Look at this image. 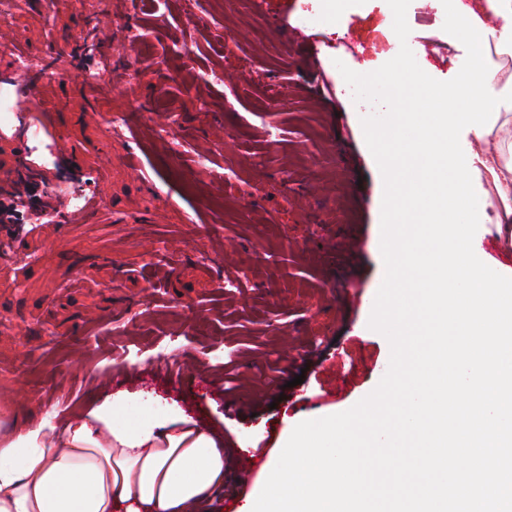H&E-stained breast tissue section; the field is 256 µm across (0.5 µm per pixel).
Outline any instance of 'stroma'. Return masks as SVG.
Wrapping results in <instances>:
<instances>
[{
    "instance_id": "obj_1",
    "label": "stroma",
    "mask_w": 512,
    "mask_h": 512,
    "mask_svg": "<svg viewBox=\"0 0 512 512\" xmlns=\"http://www.w3.org/2000/svg\"><path fill=\"white\" fill-rule=\"evenodd\" d=\"M100 2L124 25L107 54L77 59L109 81L65 77L56 90L65 121L110 162L116 218L77 225L62 242L43 237V265L23 285L0 275V416L120 390L138 393L137 405L181 409L224 440L234 492H216L204 512H243L255 484L240 479L239 456L351 408L389 366L387 339L368 326L385 273L383 180L362 105L337 83L334 61L369 73L392 59V10L386 0H336L315 14L308 0H226L198 21L185 0ZM444 20L437 9L408 37L419 66L441 81L466 58ZM93 24L63 0H23L6 27L41 52ZM340 36L353 55L336 50ZM162 99L181 115L163 140L152 121ZM129 107L128 136L113 134L110 115ZM131 148L143 177L123 171ZM349 234L358 251L345 249ZM174 241L164 276L148 249ZM113 321L123 334H112ZM160 336L177 337L180 369L153 361ZM340 344L355 368L339 389L326 390L314 369L283 388L276 408H249L274 367ZM121 354L134 367L98 382Z\"/></svg>"
}]
</instances>
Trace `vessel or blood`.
Returning a JSON list of instances; mask_svg holds the SVG:
<instances>
[{"label":"vessel or blood","mask_w":512,"mask_h":512,"mask_svg":"<svg viewBox=\"0 0 512 512\" xmlns=\"http://www.w3.org/2000/svg\"><path fill=\"white\" fill-rule=\"evenodd\" d=\"M119 28L111 14H99L94 43L106 51ZM0 45L14 57L11 67L0 70V84L20 88L8 127H0V141L12 148L11 165L0 171L8 189L0 194V265H10L28 250V238L43 226L56 240H63L75 224L96 223L110 208L104 188L111 173L101 160L86 163L62 120V106L50 91L48 63L66 68L69 47L35 53L0 31Z\"/></svg>","instance_id":"1"}]
</instances>
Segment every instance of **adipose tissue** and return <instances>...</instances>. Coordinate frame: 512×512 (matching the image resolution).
I'll use <instances>...</instances> for the list:
<instances>
[{"label":"adipose tissue","mask_w":512,"mask_h":512,"mask_svg":"<svg viewBox=\"0 0 512 512\" xmlns=\"http://www.w3.org/2000/svg\"><path fill=\"white\" fill-rule=\"evenodd\" d=\"M494 145L476 164L496 170L498 205L485 212L512 251V114L500 113ZM135 395L106 394L70 411L57 403L0 430V512H200L224 485V450L191 417H123Z\"/></svg>","instance_id":"1"}]
</instances>
